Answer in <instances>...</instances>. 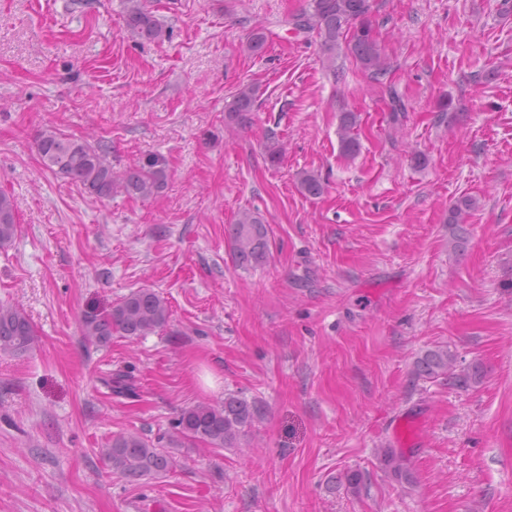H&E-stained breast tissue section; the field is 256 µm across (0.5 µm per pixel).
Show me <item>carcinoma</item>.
Wrapping results in <instances>:
<instances>
[{
	"mask_svg": "<svg viewBox=\"0 0 512 512\" xmlns=\"http://www.w3.org/2000/svg\"><path fill=\"white\" fill-rule=\"evenodd\" d=\"M371 0H308L307 7L292 18L294 30L299 33H317L328 53L329 68L334 70L336 46L339 40H348L355 59L374 78L385 75L387 63L377 42L371 15ZM126 26L139 37L153 42L170 36L163 25L146 8L144 0H124ZM269 35L257 30L242 46L249 54L261 52ZM258 99V89L252 84H241L225 106L224 120L242 123L248 119ZM357 114L345 112L340 119L341 150L346 155L358 151L355 133ZM37 150L42 164L48 170L80 184L89 194L110 198L115 193L142 200L157 196L167 184L166 161L158 156L123 172L113 170L107 159L108 148L101 144L94 148L89 143L59 133L54 129L42 131L37 139ZM267 161L272 166L281 164L285 148L272 139L265 147ZM300 191L317 196L323 191L320 177L303 172L299 177ZM476 201L470 197L456 200L449 210L448 225L459 228L468 223ZM18 231L17 212L12 196L0 192V249L13 242ZM230 235L236 261L240 266L264 263L269 255L268 231L263 218L256 212L239 213ZM171 317L168 302L159 293L141 288L129 293L116 305L98 311L91 309L81 318L82 335L99 345H107L118 334L129 338L147 336L165 328ZM35 332L25 312L11 304H0V353L25 352L33 347ZM455 355L448 348L425 351L414 362L418 376L435 378L454 377L459 382L469 378L466 372L455 373ZM104 384L118 394L132 395L135 386L131 376L118 373L108 377ZM260 417V408L237 395L228 393L220 401L205 400L188 407L175 422V436L171 442L182 439L198 441L212 450L233 449L245 429ZM111 473L134 482L148 476L166 473L173 466V457L164 448H157L136 432L120 433L102 449ZM381 460L392 476L412 482L411 472L403 456L391 448L381 449Z\"/></svg>",
	"mask_w": 512,
	"mask_h": 512,
	"instance_id": "carcinoma-1",
	"label": "carcinoma"
}]
</instances>
